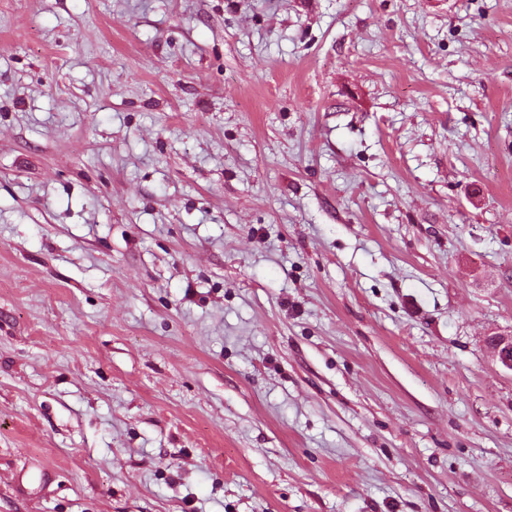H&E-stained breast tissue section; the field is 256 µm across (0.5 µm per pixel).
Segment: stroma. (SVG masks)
Masks as SVG:
<instances>
[{
	"label": "stroma",
	"instance_id": "stroma-1",
	"mask_svg": "<svg viewBox=\"0 0 512 512\" xmlns=\"http://www.w3.org/2000/svg\"><path fill=\"white\" fill-rule=\"evenodd\" d=\"M509 330L512 0H0V512H512ZM495 359L504 370L512 372V332L496 333L491 340Z\"/></svg>",
	"mask_w": 512,
	"mask_h": 512
}]
</instances>
